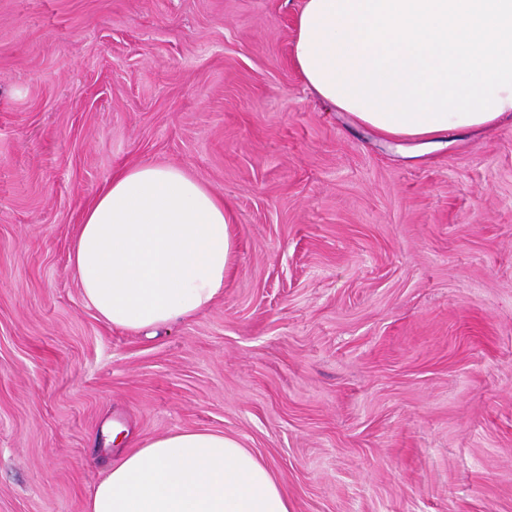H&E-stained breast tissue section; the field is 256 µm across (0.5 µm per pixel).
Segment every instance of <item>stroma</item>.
Instances as JSON below:
<instances>
[{
    "instance_id": "1",
    "label": "stroma",
    "mask_w": 512,
    "mask_h": 512,
    "mask_svg": "<svg viewBox=\"0 0 512 512\" xmlns=\"http://www.w3.org/2000/svg\"><path fill=\"white\" fill-rule=\"evenodd\" d=\"M301 0H0V512H85L128 444L236 437L293 512H512V123L435 148L321 105ZM235 217L224 293L134 335L69 261L120 167Z\"/></svg>"
}]
</instances>
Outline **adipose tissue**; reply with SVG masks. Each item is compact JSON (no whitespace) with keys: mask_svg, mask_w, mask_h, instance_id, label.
<instances>
[{"mask_svg":"<svg viewBox=\"0 0 512 512\" xmlns=\"http://www.w3.org/2000/svg\"><path fill=\"white\" fill-rule=\"evenodd\" d=\"M292 60L307 88L382 136L434 144L512 122V0H303ZM232 215L181 168L113 171L70 263L86 305L128 332L190 319L224 293ZM86 512H291L270 466L219 431L119 451Z\"/></svg>","mask_w":512,"mask_h":512,"instance_id":"obj_1","label":"adipose tissue"}]
</instances>
